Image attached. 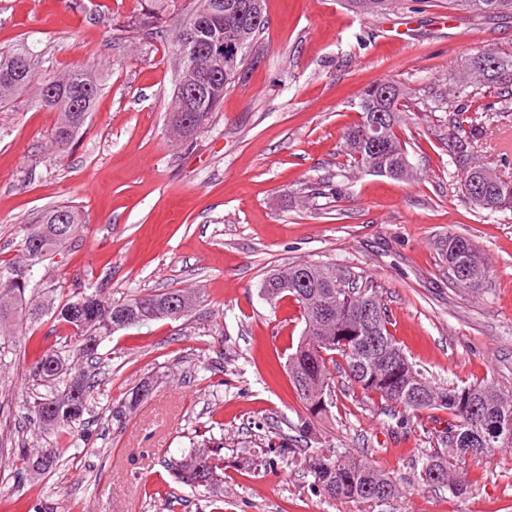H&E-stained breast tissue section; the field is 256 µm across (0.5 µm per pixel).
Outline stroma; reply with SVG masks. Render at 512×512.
Here are the masks:
<instances>
[{
  "mask_svg": "<svg viewBox=\"0 0 512 512\" xmlns=\"http://www.w3.org/2000/svg\"><path fill=\"white\" fill-rule=\"evenodd\" d=\"M144 0H0V46H31L36 69H92L103 90L66 156L52 143L57 115L30 96L0 108V260L23 263V225L52 206L83 214L79 235L31 270V286L62 300L94 284L123 300L190 289L188 316L117 331L106 342L84 424L36 435L28 404L42 387L28 367L63 346L50 318L0 367V438L60 451L56 471L17 486L0 449V512H208L206 497L172 479L197 431L223 442L224 512H512V447L467 460L465 494L426 483L445 447L448 414L387 410L333 369V402L308 432L286 361L303 327L289 299L261 296L275 267L331 262L373 282L389 330L439 387L490 381L512 392V212L487 218L463 197L469 166L512 180V116L491 127L466 166L448 152L451 74L480 50L512 52V17L482 19L448 0H406L371 17L343 0H266L259 57L224 94L210 130L193 143L169 135L174 64L155 38L118 41ZM410 94L404 141L412 179L352 168L344 131L370 85ZM438 98L437 108L423 100ZM453 234L487 265L477 293L453 285L436 250ZM151 398L125 428L113 401L140 380ZM332 448L392 476L382 502L312 490L305 458Z\"/></svg>",
  "mask_w": 512,
  "mask_h": 512,
  "instance_id": "35a3bbf8",
  "label": "stroma"
}]
</instances>
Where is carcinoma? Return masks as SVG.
Listing matches in <instances>:
<instances>
[{
	"mask_svg": "<svg viewBox=\"0 0 512 512\" xmlns=\"http://www.w3.org/2000/svg\"><path fill=\"white\" fill-rule=\"evenodd\" d=\"M394 2L347 0L356 12L372 16L389 10ZM167 7L182 15L178 34L168 42V53L177 72L173 85L176 109L169 113L168 123L171 133L188 143L209 131L224 102V91L235 85V80L224 75V56L215 55L203 60L213 75L209 90L197 97L186 94L188 56L183 46L189 43L220 46L230 43L243 32L248 40L249 55L254 58L257 36L265 29L267 17L264 0H167ZM448 7L483 18L512 15V0H448ZM166 23L165 11L156 6L155 0H147L141 17L120 33L128 39L141 33L153 35L163 31ZM485 82L499 85L500 92L495 101L480 109L482 115L466 118V109L462 108L448 120L453 128L467 130L466 139L460 141L454 152L458 162L476 148L494 118L512 113V55L494 50L478 54L471 75L455 80V93L468 100L477 98L482 95L481 86ZM31 88L35 89L39 107L58 113L52 144L63 155L80 137L88 114L101 94V80L82 67L63 76H40L35 70L34 52L30 47L0 48V106L16 101ZM407 96L409 93L400 88L392 98L385 100L380 97L377 84L364 90L359 102V120L343 133L349 155L358 169L372 170L377 175L393 179L407 176V153L396 133L402 122L400 100ZM375 112L394 114L376 140L371 137L367 123L368 115ZM467 175L475 179L479 187V192L474 193L467 183L461 184L463 196L472 204L491 215L512 210V181L506 182L481 167L469 169ZM59 224L67 225L66 235L55 232ZM82 224L83 216L74 207H51L34 223L24 225L23 239L40 236L46 256L66 246L77 236ZM438 250L452 283L473 293L484 288L489 270L470 240L448 235L439 241ZM18 270L19 267L14 265L0 270V324L12 322L21 333L24 323H36L46 311L57 310L59 314L53 319L54 327L64 333L73 353L70 360L60 352H45L30 365L33 377L46 387V392L29 405L31 418L47 433L67 432L83 421L95 388L86 364L101 360L99 348L88 346L86 340L88 336L98 335L97 329L88 322L81 330H75L77 322L68 312L72 304L81 301L111 323H123L125 329L183 317L190 311L188 307H172L180 297L190 294L182 289L155 291L116 302L103 295L100 288H80L64 303L51 308L34 296L26 297L27 286L15 280ZM262 291L270 301L284 297L294 301L304 322L296 350L288 358L290 382L308 411V416L301 419L302 430H307L313 418L327 411L332 389L327 360L331 355H338L350 381L366 392L377 394L386 403L404 411H448L446 443L452 447L455 456L476 459L492 455L499 448L512 447V427L503 428L505 422H512V399H504L499 389L488 383L439 388L427 381L389 332V316L372 284H358L352 272L333 263L306 261L270 272L263 280ZM366 307L373 313V321L368 325L358 320V314ZM373 342L394 359L392 366L378 367L374 355L364 349L365 344ZM75 381L80 384L83 397L82 407L77 411L64 404L65 391ZM321 388L325 401L314 408L312 398L306 392ZM150 397L149 383L145 380L138 382L112 406V422L124 425ZM221 449V443L214 439L203 440L174 467L176 482L193 490L215 484L224 474ZM13 456L21 461V467L15 470L19 482L34 471L52 472L59 461L56 448L29 449L23 444L13 449ZM308 468L314 491L333 498L380 502L398 493L396 482L388 474L333 450L310 456ZM426 468L437 473L433 478L436 485H449L458 492L466 491L471 485L468 472L448 468L438 455L428 459Z\"/></svg>",
	"mask_w": 512,
	"mask_h": 512,
	"instance_id": "obj_1",
	"label": "carcinoma"
}]
</instances>
